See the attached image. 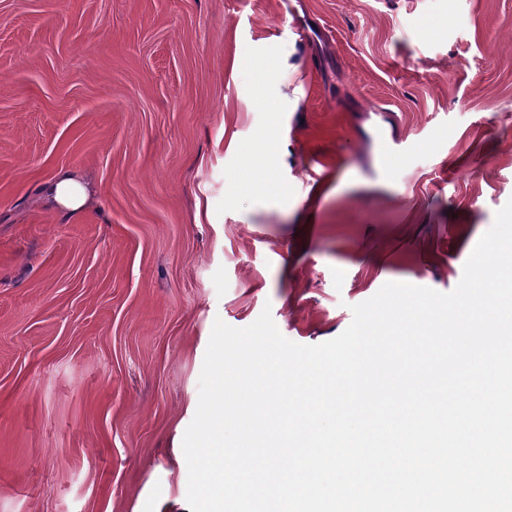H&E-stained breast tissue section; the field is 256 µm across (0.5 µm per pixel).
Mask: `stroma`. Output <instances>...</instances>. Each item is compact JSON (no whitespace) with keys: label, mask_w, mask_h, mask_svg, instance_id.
I'll return each mask as SVG.
<instances>
[{"label":"stroma","mask_w":512,"mask_h":512,"mask_svg":"<svg viewBox=\"0 0 512 512\" xmlns=\"http://www.w3.org/2000/svg\"><path fill=\"white\" fill-rule=\"evenodd\" d=\"M509 37L512 0H0V512L185 500L215 320L317 345L452 291L512 199ZM44 200L67 217L78 216L89 200V190L70 172H58L44 185Z\"/></svg>","instance_id":"35a3bbf8"}]
</instances>
